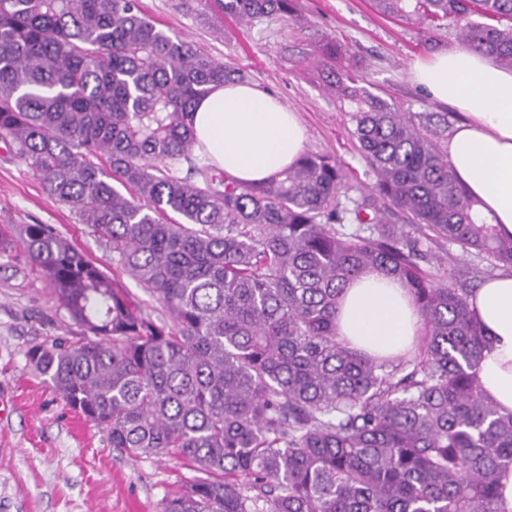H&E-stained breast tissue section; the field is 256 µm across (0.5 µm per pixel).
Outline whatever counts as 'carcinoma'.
<instances>
[{
	"instance_id": "carcinoma-1",
	"label": "carcinoma",
	"mask_w": 512,
	"mask_h": 512,
	"mask_svg": "<svg viewBox=\"0 0 512 512\" xmlns=\"http://www.w3.org/2000/svg\"><path fill=\"white\" fill-rule=\"evenodd\" d=\"M373 2L428 30L461 21L464 47L512 69V0ZM215 7L253 21L288 0ZM242 79L140 0H0V141L112 254L109 275L49 225L19 227L84 330L29 347L28 363L120 454L191 464L160 512H499L512 413L477 380L470 270L437 278L420 261L445 240L512 268V237L474 212L434 139L445 118L430 114L426 133L333 80L375 181L357 187L340 158L303 153L244 184L195 152L192 128L211 87ZM370 270L408 289L417 350L377 359L338 340L342 290Z\"/></svg>"
}]
</instances>
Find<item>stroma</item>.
<instances>
[{"mask_svg": "<svg viewBox=\"0 0 512 512\" xmlns=\"http://www.w3.org/2000/svg\"><path fill=\"white\" fill-rule=\"evenodd\" d=\"M161 28L240 70L248 83L278 97L306 127L304 149L335 155L361 183L372 175L358 154L349 101L325 86L327 73L354 76L415 122L446 111L411 80L416 60L457 47L458 27L424 31L386 17L370 0H291L282 18L240 23L212 12L182 8L180 0H141ZM47 224L111 271L112 256L69 207L0 143V225ZM470 266L475 283L496 275L489 261L439 240L423 269L448 275ZM82 329L59 307L49 285L31 273L23 249L0 255V512H158L162 500L192 477L177 457L130 459L113 450L107 432L86 420L39 377L25 357L33 344L76 339Z\"/></svg>", "mask_w": 512, "mask_h": 512, "instance_id": "obj_1", "label": "stroma"}]
</instances>
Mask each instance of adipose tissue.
Returning a JSON list of instances; mask_svg holds the SVG:
<instances>
[{
	"label": "adipose tissue",
	"instance_id": "adipose-tissue-1",
	"mask_svg": "<svg viewBox=\"0 0 512 512\" xmlns=\"http://www.w3.org/2000/svg\"><path fill=\"white\" fill-rule=\"evenodd\" d=\"M412 76L431 98L464 113L448 138V159L480 214L512 237V70L482 52L452 48L416 61ZM192 122L209 159L242 182L291 166L306 140L297 112L242 83L213 87L197 102ZM470 308L486 340L480 385L501 412H512V274L486 280ZM420 330L418 308L398 279L372 271L344 288L336 334L349 347L396 356Z\"/></svg>",
	"mask_w": 512,
	"mask_h": 512
}]
</instances>
